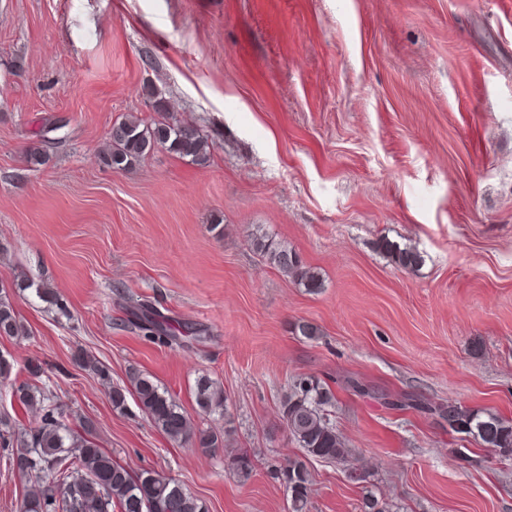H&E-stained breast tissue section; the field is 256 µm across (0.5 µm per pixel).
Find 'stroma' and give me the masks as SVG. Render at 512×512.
<instances>
[{
  "mask_svg": "<svg viewBox=\"0 0 512 512\" xmlns=\"http://www.w3.org/2000/svg\"><path fill=\"white\" fill-rule=\"evenodd\" d=\"M154 94L207 135L208 165L162 148L130 171L101 163L113 122L153 118ZM259 230L320 291L260 257ZM0 286L26 329L0 336L13 376L39 361L68 424L92 422L114 462L205 512H288L273 467L302 453L278 414L299 375L330 385L351 450L310 461L308 512H363L369 492L389 512H512V461L381 400L512 419V0H0ZM146 301L205 337L147 338L127 321ZM138 374L227 448L163 434L129 392ZM205 375L227 415L199 413ZM379 248L398 266L406 270H414L422 262L420 253L411 246L401 247L388 239H382Z\"/></svg>",
  "mask_w": 512,
  "mask_h": 512,
  "instance_id": "1",
  "label": "stroma"
}]
</instances>
